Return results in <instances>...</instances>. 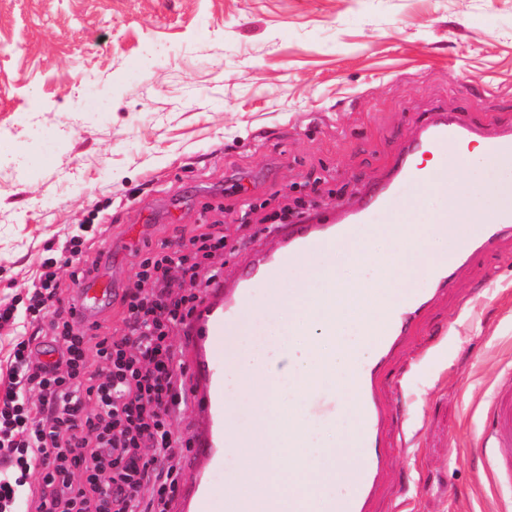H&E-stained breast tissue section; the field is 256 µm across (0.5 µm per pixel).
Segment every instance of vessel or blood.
<instances>
[{
	"instance_id": "b4317fda",
	"label": "vessel or blood",
	"mask_w": 512,
	"mask_h": 512,
	"mask_svg": "<svg viewBox=\"0 0 512 512\" xmlns=\"http://www.w3.org/2000/svg\"><path fill=\"white\" fill-rule=\"evenodd\" d=\"M474 143L487 152L512 156V129L486 138L452 113H435L409 141L389 178L364 190L356 210L340 211L335 217L306 222L285 232L279 248L259 254L242 270L233 287L218 284L210 289L193 317L189 343L188 366L192 374L189 399L200 411L203 426L192 441L195 478L181 490L182 512H224V497L213 480L224 468V330L247 309L255 288L296 255L317 251L334 244L338 238L355 235L374 212L400 216L407 209L410 194L423 181L416 163L418 157L448 148L462 151ZM487 222L488 230L476 242V250L489 249L503 235L512 234V210L490 216ZM459 264L458 254L452 253L436 269L434 278L439 290L449 289ZM75 296L79 313L90 318L116 298L117 290L111 276L105 273L83 280ZM424 308V303L412 296L391 310L373 361L356 369L357 396L364 415L359 438L363 455L358 485L350 496L324 508L323 512H371L372 502L388 478V451L381 446L385 431L394 422L388 398L402 394L405 375L400 372L385 379L381 372L390 364L394 348L406 339L410 323ZM495 407L490 446L497 469L512 474V391L503 393ZM306 413L315 419L331 421L336 416L335 396L311 398Z\"/></svg>"
}]
</instances>
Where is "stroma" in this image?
Listing matches in <instances>:
<instances>
[{
    "instance_id": "35a3bbf8",
    "label": "stroma",
    "mask_w": 512,
    "mask_h": 512,
    "mask_svg": "<svg viewBox=\"0 0 512 512\" xmlns=\"http://www.w3.org/2000/svg\"><path fill=\"white\" fill-rule=\"evenodd\" d=\"M438 107L512 128V0H0V302L82 224L119 290L135 252L212 231L231 279L276 239L262 212L354 205ZM407 290L429 299L393 353L413 441L387 430L373 512H505L485 448L512 388V236L452 289Z\"/></svg>"
}]
</instances>
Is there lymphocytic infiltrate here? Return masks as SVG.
<instances>
[{"label": "lymphocytic infiltrate", "mask_w": 512, "mask_h": 512, "mask_svg": "<svg viewBox=\"0 0 512 512\" xmlns=\"http://www.w3.org/2000/svg\"><path fill=\"white\" fill-rule=\"evenodd\" d=\"M224 249L210 234L137 262L149 292H125L127 332L100 335L60 306L56 257L43 258L24 304H0L13 346L0 390V512H166L189 442L172 418L187 404L175 331L200 297L173 298L172 269L196 277Z\"/></svg>", "instance_id": "1"}]
</instances>
